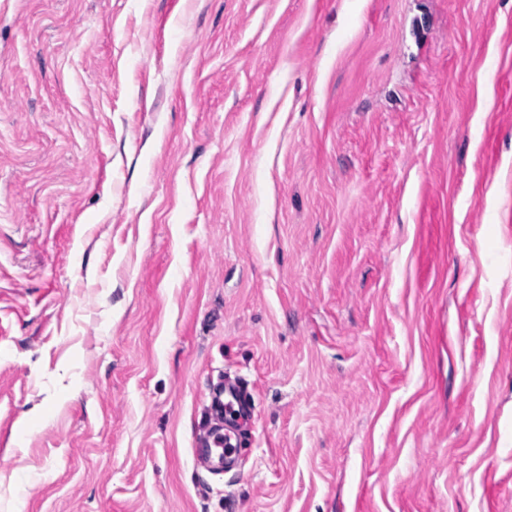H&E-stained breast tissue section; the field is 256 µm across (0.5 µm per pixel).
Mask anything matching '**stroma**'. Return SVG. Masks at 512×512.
Listing matches in <instances>:
<instances>
[{
	"instance_id": "35a3bbf8",
	"label": "stroma",
	"mask_w": 512,
	"mask_h": 512,
	"mask_svg": "<svg viewBox=\"0 0 512 512\" xmlns=\"http://www.w3.org/2000/svg\"><path fill=\"white\" fill-rule=\"evenodd\" d=\"M0 512H512V0H0ZM211 402L216 414L217 419L220 421L221 430L224 424V433L218 432L217 437H223L230 443V450L224 453V464L228 465L234 460L235 448L232 443L233 440V426L248 417L250 413V402L247 391L244 387L236 382L224 379V385L216 387L211 393ZM232 406L236 412L237 417L232 418L227 413V407Z\"/></svg>"
}]
</instances>
